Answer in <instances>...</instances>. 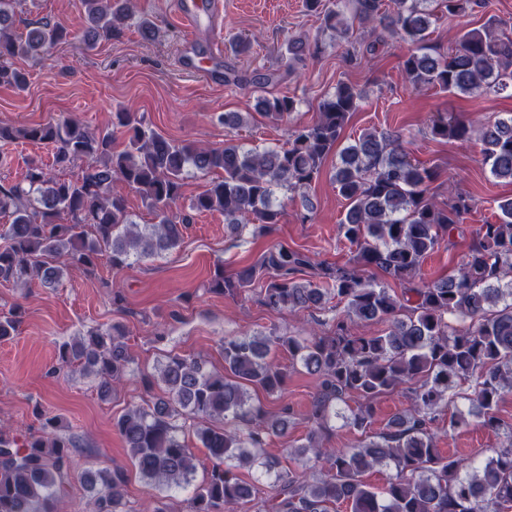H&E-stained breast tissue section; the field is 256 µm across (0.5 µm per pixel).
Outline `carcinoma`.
I'll return each instance as SVG.
<instances>
[{
  "label": "carcinoma",
  "instance_id": "1",
  "mask_svg": "<svg viewBox=\"0 0 512 512\" xmlns=\"http://www.w3.org/2000/svg\"><path fill=\"white\" fill-rule=\"evenodd\" d=\"M24 0H0V85L27 86L18 59L42 60L77 38L67 28L41 21L26 35L13 33L16 9ZM321 18L322 33L345 44V59L358 65L389 39L408 44L401 59L412 89L436 87L458 95L500 94L512 89V36L508 23L490 18L460 34L444 52L429 44L437 13L463 16L480 0H304ZM86 28L78 37L86 51L101 40L121 37L133 14V0H78ZM372 25V40L353 39L354 22ZM325 51L321 38L290 39L286 70ZM361 96L340 82L318 106L317 120L288 130L281 145L248 147L227 141L212 148L176 143L145 126L128 109L113 113L112 131L92 133L76 117L45 124L0 123V142L46 143L54 148L51 167H28L24 179L0 186V214L11 221L0 230V279L54 287L70 268L93 270L102 257L121 269L177 247L191 216L173 214L186 178L220 173L191 199L189 209L219 212L234 231H264L279 222L283 201L276 192L309 187L327 157L338 162L330 182L347 201L340 233L356 247L344 265L317 261L278 244L252 264L230 274L219 266L209 291L239 297L259 290L263 305L302 313L326 309L331 299L343 308L329 328L308 336L275 330L226 336L220 344L224 370L201 358L168 354L144 384L160 386L144 406L133 404L115 426L139 477L169 492L191 490V512H231L255 503L256 512H330L339 503L351 512H512V429L483 462L446 457L436 448L439 419L448 429L498 425L496 408L512 390V199L498 204L495 221L482 225L457 273L416 283L422 264L443 241L464 234V215L473 199L457 191L439 199L433 167L414 163L399 131L367 130L337 149ZM301 101L294 96L257 99L268 120H291ZM435 139L482 144L483 164L495 179L512 181V115L474 124L457 115L431 121ZM125 137L112 147L114 132ZM82 162L75 181L58 173ZM137 193L153 215L151 224L132 219L122 190ZM394 286L377 281L373 271ZM384 323L379 334L354 335L350 324ZM21 313L0 317V341L19 330ZM125 329L91 330L58 348L57 369L86 374L103 398L130 375L133 358ZM317 377L312 423L301 448H286L294 463L286 471L264 448L288 436L291 411L271 415L252 393L280 395L287 373L272 351ZM400 392L410 402L383 431L353 448H327L322 433L340 419L367 431L373 402ZM39 432L24 438L0 424V512H59L60 490L73 466L72 438L58 432V420L44 410ZM190 429L206 448L212 468L196 482L200 460L189 448ZM255 477L247 482L237 470ZM387 470L381 487L364 481L371 470ZM81 480L93 495L83 512H133L125 498L128 471L106 465L85 471Z\"/></svg>",
  "mask_w": 512,
  "mask_h": 512
}]
</instances>
